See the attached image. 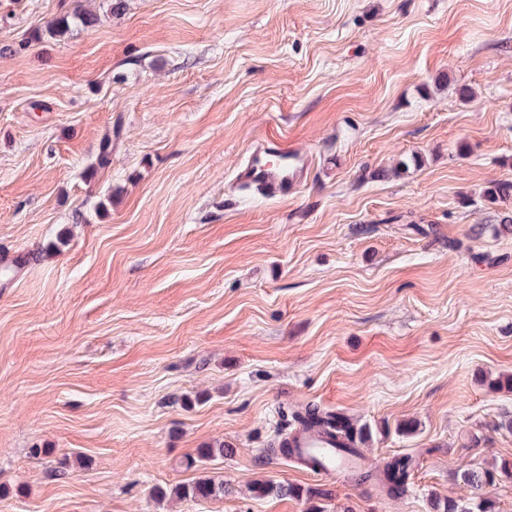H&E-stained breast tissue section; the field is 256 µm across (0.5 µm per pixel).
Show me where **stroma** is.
<instances>
[{
	"mask_svg": "<svg viewBox=\"0 0 512 512\" xmlns=\"http://www.w3.org/2000/svg\"><path fill=\"white\" fill-rule=\"evenodd\" d=\"M78 4L98 23L50 35ZM260 136L308 161L288 198L235 179ZM494 181L512 0H0V512L469 496L463 470L512 460ZM309 404L369 430L366 468L413 456L410 491L269 456ZM217 441L224 498L153 499Z\"/></svg>",
	"mask_w": 512,
	"mask_h": 512,
	"instance_id": "35a3bbf8",
	"label": "stroma"
}]
</instances>
